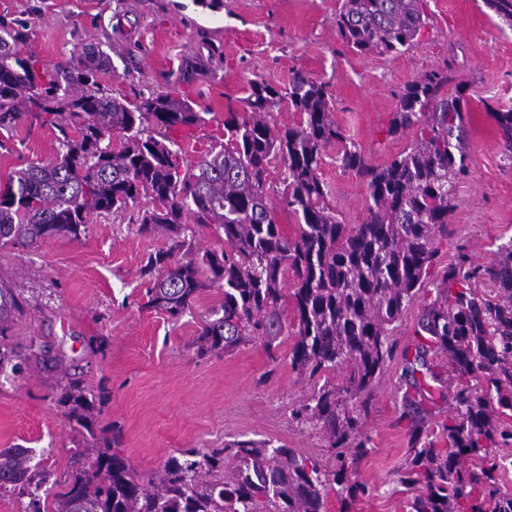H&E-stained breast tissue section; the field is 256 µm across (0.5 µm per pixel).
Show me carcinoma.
Returning a JSON list of instances; mask_svg holds the SVG:
<instances>
[{
    "label": "carcinoma",
    "mask_w": 512,
    "mask_h": 512,
    "mask_svg": "<svg viewBox=\"0 0 512 512\" xmlns=\"http://www.w3.org/2000/svg\"><path fill=\"white\" fill-rule=\"evenodd\" d=\"M483 2L512 28V0ZM424 24L423 0H342L336 14L339 36L364 55L411 50ZM10 37L6 29L0 34V132L44 115L60 132L61 152L53 162L12 171L0 187V247L77 239L89 213L124 212L149 198L154 206L138 213L139 230L160 227L168 239L143 268L147 306L177 319L203 289L217 286L224 298L196 337L198 350L227 352L248 338L270 348L282 330L284 274L291 270L298 319L291 366L311 379L345 372L344 385L314 387L294 412L326 434L333 468L287 448L237 441L206 453L178 449L147 482L111 450L120 430H112V444L98 445L92 402L71 382L58 402L73 430L91 437L95 464L59 483L55 512H325L326 491L335 485L344 494L342 512H350L368 494L352 478L368 452L358 438L361 414L392 357L393 325L434 262V233L449 223L455 185L468 175L460 87L443 92L452 82L443 69L409 83L388 133L419 125L420 137L374 167L341 131L327 84L298 74L284 91L253 80L243 111L225 113L224 145L184 167L166 144L167 131L205 123L193 102L166 92L128 106L100 88L105 60L95 48H84L76 65L39 73ZM284 99L300 122L278 127L268 117ZM487 110L506 144L503 161L512 165V109ZM114 134L123 140L117 149ZM333 146L343 169L366 178L361 224L343 223L327 203L320 166ZM276 158L284 163V209L297 220L292 236L277 223L266 190ZM188 220L215 230L224 248L194 252L186 242ZM485 274L496 290L489 298L472 288ZM24 309L25 300L0 282V368L10 364L15 373L22 370L20 353L5 331ZM417 334L448 358L457 384L443 425L448 447H437L418 426L410 431L399 478L413 493L409 512H512V493L497 482L496 456L512 440V430L500 425L504 410L512 411V248L485 271L463 255L448 264ZM48 481L31 470L26 450L0 449V488L28 497L26 512H47L38 489Z\"/></svg>",
    "instance_id": "obj_1"
}]
</instances>
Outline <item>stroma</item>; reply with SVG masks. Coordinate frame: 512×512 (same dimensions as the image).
I'll list each match as a JSON object with an SVG mask.
<instances>
[{
    "instance_id": "obj_1",
    "label": "stroma",
    "mask_w": 512,
    "mask_h": 512,
    "mask_svg": "<svg viewBox=\"0 0 512 512\" xmlns=\"http://www.w3.org/2000/svg\"><path fill=\"white\" fill-rule=\"evenodd\" d=\"M341 0H0V25L19 34L22 53L37 65L75 63L91 46L107 60L101 87L128 102L178 88L208 116L204 125L171 137L191 162L224 141V114L242 111L249 82L284 87L296 73L328 83L336 120L368 164L384 166L419 136L388 133L399 95L417 76L449 68L463 87L464 135L470 175L456 186L446 231L434 239L435 260L419 295L395 323L396 344L360 421L367 456L357 478L370 489L356 512H407L399 483L406 463L408 415L428 436L451 411L447 362L426 352L425 370L410 375L403 357L413 350L421 311L436 277L458 253L490 267L512 246V166L490 108L512 109V28L482 0H424L425 25L416 46L389 56L359 55L336 30ZM202 72L177 79L187 62ZM56 127L28 116L0 150V184L12 170L57 156ZM327 201L347 224L367 216L362 177L343 170L335 149L320 168ZM141 199L124 213H91L80 238L55 237L30 246L0 248V281L26 299V312L6 334L18 352L46 345L60 367L30 360L23 375L0 373V448H24L33 464L60 482L90 467L92 455L70 424L57 395L68 382L84 386L95 406L96 436L120 429V455L149 479L181 448L208 451L237 441L290 448L332 465L324 434L300 423L294 411L315 383L288 358L297 319L290 297L281 303L282 337L276 355L262 342L227 353L200 354L195 338L222 289L200 292L190 311L173 319L145 305L142 268L167 241L163 231H138Z\"/></svg>"
}]
</instances>
